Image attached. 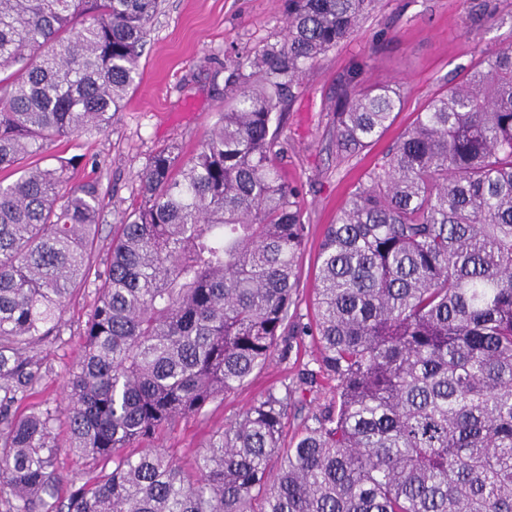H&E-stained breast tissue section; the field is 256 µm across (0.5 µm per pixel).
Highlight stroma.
Here are the masks:
<instances>
[{
	"label": "stroma",
	"mask_w": 512,
	"mask_h": 512,
	"mask_svg": "<svg viewBox=\"0 0 512 512\" xmlns=\"http://www.w3.org/2000/svg\"><path fill=\"white\" fill-rule=\"evenodd\" d=\"M284 0H161L140 58V80L109 130L95 139L71 136L59 155L74 159L69 188L99 180L104 208L94 259L105 268L112 230L122 214L141 202L138 174L165 146L191 156L207 138L236 93L230 75L237 57L279 40ZM512 49V0H375L355 35L329 52L302 79L286 108L275 162L288 180L301 184L307 226L298 259L295 297L309 317L318 244L365 172L410 126L418 112L451 79L485 54ZM370 83L399 82L403 105L385 135L365 150L336 153L331 96L337 77L351 68ZM96 282L78 285L62 315L63 333L46 344L48 375L32 402L62 404L63 385L79 359ZM310 345L279 343L268 364L239 390L179 420L149 440L175 459H188L269 387L299 382L303 369H317Z\"/></svg>",
	"instance_id": "35a3bbf8"
}]
</instances>
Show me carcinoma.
<instances>
[{"label": "carcinoma", "instance_id": "1", "mask_svg": "<svg viewBox=\"0 0 512 512\" xmlns=\"http://www.w3.org/2000/svg\"><path fill=\"white\" fill-rule=\"evenodd\" d=\"M374 0H286L283 37L237 63L239 93L188 160L139 175L142 205L91 261L104 197L63 192L139 79L159 0H0V512H512V49L433 97L366 173L320 244L315 309L291 311L302 187L273 164L303 75ZM399 90L336 81V152L377 141ZM100 282L64 387L68 449L110 460L60 495L58 408L27 406L80 282ZM310 336L336 382L285 442L303 388L282 381L195 457L138 440L230 394L282 337Z\"/></svg>", "mask_w": 512, "mask_h": 512}]
</instances>
